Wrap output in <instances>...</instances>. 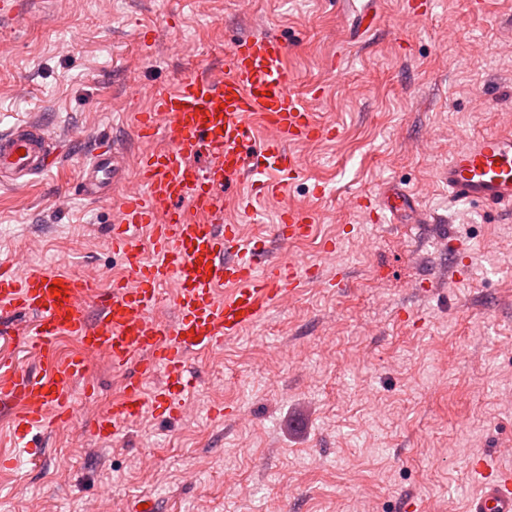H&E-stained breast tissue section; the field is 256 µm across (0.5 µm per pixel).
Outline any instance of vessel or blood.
<instances>
[{"label":"vessel or blood","mask_w":512,"mask_h":512,"mask_svg":"<svg viewBox=\"0 0 512 512\" xmlns=\"http://www.w3.org/2000/svg\"><path fill=\"white\" fill-rule=\"evenodd\" d=\"M287 46L274 35L239 39L224 56L221 74L194 73L154 94L136 116L138 137L164 138L136 163V190L126 194L113 225L112 249L129 280H113L106 290L64 270L17 275L0 261V321L23 313L35 316L22 329L25 344L42 359L41 372L19 370L0 353V409L11 415L8 438L68 427L78 408L98 387L88 379L89 356L105 354L123 372L120 394L110 411L85 426L91 436L116 439L127 426L150 415L184 413V395L196 381L192 354L223 347L256 324L271 304L302 287L305 264L288 259L263 262L266 242L244 237L224 221L215 189L240 179L263 195L285 190L299 166L293 142L335 138L334 125L317 121L289 87ZM72 135L52 133L37 118L0 129V184L19 188L50 174ZM210 162L198 166V153ZM123 155L98 147L80 182L83 198L109 196L122 181ZM448 197L466 204L512 211V130L468 141L448 160ZM316 216L304 208L281 211L275 232L283 242L310 237ZM173 284L175 318L155 315L159 290ZM76 339L78 353L58 357L62 338ZM158 378L153 391L146 380ZM480 488L468 512H512V469L471 460Z\"/></svg>","instance_id":"1"}]
</instances>
